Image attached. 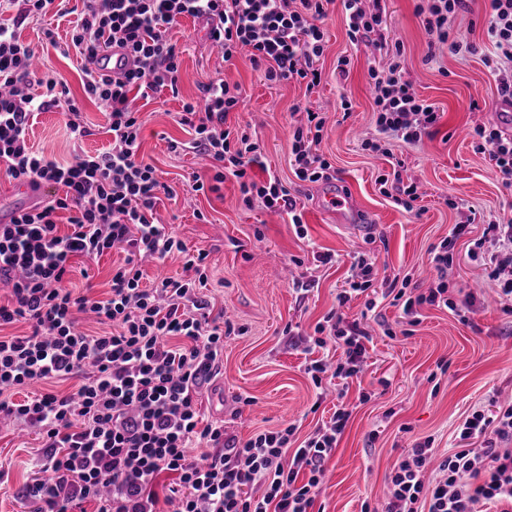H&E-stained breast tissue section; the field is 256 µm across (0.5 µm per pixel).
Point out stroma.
<instances>
[{"instance_id": "1", "label": "stroma", "mask_w": 512, "mask_h": 512, "mask_svg": "<svg viewBox=\"0 0 512 512\" xmlns=\"http://www.w3.org/2000/svg\"><path fill=\"white\" fill-rule=\"evenodd\" d=\"M414 6L415 0H389L384 35L403 44L407 79L441 114L432 134L419 144L394 142L386 155L363 149V140L377 135L368 68L386 56L374 45L349 41L340 0L329 5L323 21L324 79L315 92L306 93L293 79L267 84L246 56L224 61L207 42L204 21L188 17L171 31L183 48L180 94L161 90L142 109L140 153L175 190L174 195L161 196L156 218L189 253H206L208 281L200 294L210 301L214 314L234 328L224 339L223 368L215 379L224 389V403L215 405L209 390H202L197 399L202 418L222 419L226 434L239 440L291 424L302 439L330 416L339 401L354 406L336 451L325 464L316 500L320 512H360L363 501L384 500L387 476L402 449L428 436L439 450L457 447L454 430L475 404L487 403L493 395L512 399V318L502 313L480 269L469 262L463 240L457 245L453 278L458 286L485 298L473 326L463 325L449 311L427 308L419 324L411 327L401 310L385 301L378 312L394 335L389 338L374 329L360 382L350 383L343 394L331 379L315 387L304 371L307 360L326 355L320 348L305 349L303 338L312 334L315 324L337 309L353 320L364 308L360 298L344 308L337 301L355 273L353 263L359 255L375 259L381 275H408L425 288L432 279L430 251L454 225L475 214L470 224L475 239L485 224L512 217V193L502 188L488 154L477 151L468 134L474 124H495L502 103L496 82L481 55L444 52L428 58V37ZM67 7L65 16L25 22L19 33L36 50L39 71L53 72L72 96L81 98L79 60L60 55L44 36L49 29L57 43L69 42L82 4L69 0ZM342 57L350 61L344 77L336 70ZM217 77L244 91L243 103L229 113L227 123L249 128L262 149L252 177L263 181L273 174L288 185L305 235L297 234L287 215L246 207L233 177L225 178L221 195L190 193L189 180L203 172L204 162L189 151L170 152L168 142L188 140L178 122L181 102L196 97L200 83ZM346 101L351 104L347 111L342 108ZM298 105L326 114L318 151L332 166L330 182H303L294 173L290 140L300 120L294 111ZM82 112L92 136L69 138L63 114L54 109L38 114L29 130L30 145L59 160L108 149L112 139L105 113L88 101H83ZM394 169L419 188L421 198L413 211H405L380 191L379 176ZM329 185L352 201L349 230H341L318 210V196ZM358 224L363 232H355ZM323 253L331 254V263L318 262ZM125 259L120 248L96 259L75 258L73 288L106 295L113 268ZM295 277L309 281L307 294L293 290ZM290 323L298 325V335L284 334ZM441 362L448 365L442 374L436 371ZM363 389L373 394L365 403L358 400ZM43 455L37 430L8 418L0 420V512H34V503L22 491L43 478Z\"/></svg>"}]
</instances>
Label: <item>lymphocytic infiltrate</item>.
<instances>
[{"instance_id": "obj_1", "label": "lymphocytic infiltrate", "mask_w": 512, "mask_h": 512, "mask_svg": "<svg viewBox=\"0 0 512 512\" xmlns=\"http://www.w3.org/2000/svg\"><path fill=\"white\" fill-rule=\"evenodd\" d=\"M64 0H0V171L14 182L47 187L40 206L0 224V282L11 287L0 303V326L19 320L27 333L0 336V416L36 428L42 436L45 470L52 476L26 486L37 512H75L83 501H99V512H157V477L177 474L172 492L176 512H312L321 491L324 465L335 452L352 411L337 405L329 420L302 442L295 425L255 434L240 442L224 424H202L200 389L220 372L224 327L211 304L196 292L205 283V253L188 254L183 242L158 224L160 195H172L155 166L139 153L142 123L138 100L166 88L179 91V57L168 36L181 18L209 21L207 37L225 60L247 51L266 82L288 79L307 89L322 81L325 33L321 26L333 0H82L71 45L81 62L83 89L108 118L109 150L81 153L59 162L32 150L34 117L65 112L67 134L80 140L91 130L64 82L49 79L42 94L29 91L36 52L17 30L29 19L57 11ZM487 53L453 34L451 19L468 0H426L415 11L429 37L428 50L482 54L504 100L512 99V0H489ZM351 42L390 48L389 63L371 67L373 119L378 132L409 145L421 141L439 120L434 104L420 99L404 77L403 50L383 34L386 0H342ZM124 48L132 67L114 78L98 72V56ZM199 99L182 104L180 123L190 129L189 149L208 162V175H194L196 193L220 192L225 176L237 179L245 204L260 203L290 215L301 226L297 203L277 176L258 182L249 175L259 146L247 132L225 123L242 103L240 85L225 80L200 84ZM325 116L306 111L295 127L290 154L296 177L328 179L330 164L314 151ZM473 138L488 152L504 187L512 189V137L498 126L478 124ZM69 212L70 233L59 234L58 212ZM468 225H454L430 251L435 277L429 287L410 278L387 281L383 291L409 325L428 307L446 309L470 324L477 298L451 278L456 244ZM124 245V266L113 270L107 297L68 288L77 257L96 258ZM184 254L185 273L153 287L142 284L137 258ZM496 291L503 314L512 317V218L486 225L467 251ZM93 314L104 330L92 335L77 316ZM315 347L339 350L336 362L313 359L305 371L314 385L325 375L341 381L360 376L373 337L365 320L331 313L316 325ZM79 378L76 390L43 392L20 401L4 390H20L53 378ZM462 447L437 456L433 438L404 449L387 477L381 512H482L485 505H512V401L491 399L457 428ZM202 445L203 462L189 448Z\"/></svg>"}]
</instances>
